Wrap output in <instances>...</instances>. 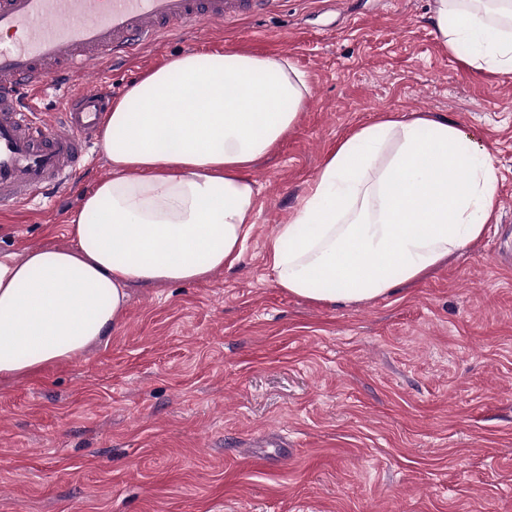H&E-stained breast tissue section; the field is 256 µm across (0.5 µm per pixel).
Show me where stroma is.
<instances>
[{
	"label": "stroma",
	"instance_id": "35a3bbf8",
	"mask_svg": "<svg viewBox=\"0 0 512 512\" xmlns=\"http://www.w3.org/2000/svg\"><path fill=\"white\" fill-rule=\"evenodd\" d=\"M431 0H286L197 24L87 74L113 97L179 53L288 59L310 95L252 169L241 262L135 285L71 361L0 384V512H512V75L441 45ZM448 119L491 153L482 239L396 294L319 305L277 288L268 246L337 143L387 113ZM0 211V251L67 246L112 168Z\"/></svg>",
	"mask_w": 512,
	"mask_h": 512
}]
</instances>
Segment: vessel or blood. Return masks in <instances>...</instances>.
Instances as JSON below:
<instances>
[{
	"label": "vessel or blood",
	"mask_w": 512,
	"mask_h": 512,
	"mask_svg": "<svg viewBox=\"0 0 512 512\" xmlns=\"http://www.w3.org/2000/svg\"><path fill=\"white\" fill-rule=\"evenodd\" d=\"M278 0H0V208L76 182L110 98L97 85L70 96L61 121L24 112L60 76L82 80L90 66L132 55L193 22L254 16Z\"/></svg>",
	"instance_id": "1"
}]
</instances>
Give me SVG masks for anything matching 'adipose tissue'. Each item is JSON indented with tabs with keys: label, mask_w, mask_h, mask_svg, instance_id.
<instances>
[{
	"label": "adipose tissue",
	"mask_w": 512,
	"mask_h": 512,
	"mask_svg": "<svg viewBox=\"0 0 512 512\" xmlns=\"http://www.w3.org/2000/svg\"><path fill=\"white\" fill-rule=\"evenodd\" d=\"M433 0L448 51L512 74V0ZM310 94L284 58L182 53L133 83L102 127L111 178L82 198L72 247L0 252V380L69 361L124 318L133 285L238 264L254 226L248 171ZM489 152L454 123L388 114L327 157L270 246L277 287L355 305L393 294L479 240L496 209Z\"/></svg>",
	"instance_id": "adipose-tissue-1"
}]
</instances>
